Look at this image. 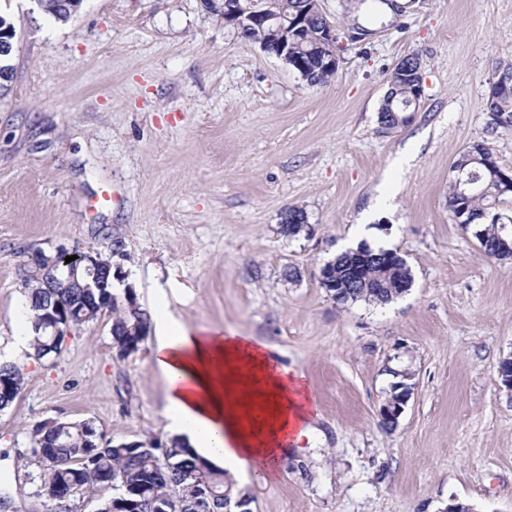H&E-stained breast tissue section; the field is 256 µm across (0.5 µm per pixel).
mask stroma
<instances>
[{
  "label": "stroma",
  "instance_id": "obj_1",
  "mask_svg": "<svg viewBox=\"0 0 512 512\" xmlns=\"http://www.w3.org/2000/svg\"><path fill=\"white\" fill-rule=\"evenodd\" d=\"M398 2L380 25L321 0L337 28L365 34L312 87L203 0H83L65 23L0 0L16 31L0 91V360L24 364L0 413L13 512L41 507L26 454L41 421L170 439L154 335L119 356L106 312L55 357L15 350L25 249L103 252L116 236L143 309L265 342L314 395L312 439L270 479L236 476L253 512H512V396L497 375L512 356V260L485 257L448 212L465 147L512 171V133L485 108L497 62L512 60V0ZM412 52L421 104L384 130L387 74ZM291 206L311 236L281 233ZM363 244L407 261L406 294L340 304L322 288L323 265ZM397 383L410 394L389 429L380 409Z\"/></svg>",
  "mask_w": 512,
  "mask_h": 512
}]
</instances>
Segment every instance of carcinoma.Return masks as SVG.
Listing matches in <instances>:
<instances>
[{"label": "carcinoma", "instance_id": "1", "mask_svg": "<svg viewBox=\"0 0 512 512\" xmlns=\"http://www.w3.org/2000/svg\"><path fill=\"white\" fill-rule=\"evenodd\" d=\"M62 0H47L44 12L55 20L66 22L73 10L61 6ZM307 5V26L301 29L293 56L300 66L292 67L310 86L327 83L337 72L330 67L334 55L341 51L338 39H329L325 30L332 27L329 18L320 13L312 0H257L260 17L249 22L246 39L262 42L270 28L293 19L297 8ZM420 55L403 57L387 76L390 84L378 111L379 124L385 130L408 125L419 106L423 89L413 68ZM512 62H500L495 67L493 85L486 99V110L501 118L496 126L512 132ZM473 172L480 182V191L463 195L456 179L450 180L448 209L453 221L460 225L481 226L483 237L480 250L489 258L506 259L512 255V237L504 234L501 225H512V209L504 208L509 194L501 191V167L491 149L483 143L465 148L453 163ZM124 259V243L112 238L109 255H100L104 265L114 267V258ZM353 259L339 254L327 262L321 287L330 291L343 281ZM383 288H348L344 302L364 301L387 304L397 298L404 280L412 277L407 265L383 269ZM23 283L32 311L33 338L30 348L38 359L61 352L65 336H52L36 326L40 318L52 316L55 306L67 307L75 329L96 320L105 312L112 313V343L118 355L128 356L139 350L148 333L149 315L134 299H121L109 287L47 288L43 281L30 276L24 269ZM24 381L23 365L0 363V412L6 411L18 399ZM31 455L38 458L40 472L37 496L45 512H70L72 498L111 488L115 494L102 501L98 512H160L167 506H183V512H225V504L246 498L227 471L215 468L173 438L167 443L149 440L112 444L88 419L79 421H43L33 427ZM206 468L207 496L201 494L200 468Z\"/></svg>", "mask_w": 512, "mask_h": 512}]
</instances>
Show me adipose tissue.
Returning a JSON list of instances; mask_svg holds the SVG:
<instances>
[{
    "mask_svg": "<svg viewBox=\"0 0 512 512\" xmlns=\"http://www.w3.org/2000/svg\"><path fill=\"white\" fill-rule=\"evenodd\" d=\"M153 365L166 385V428L196 455L244 473L314 432L300 372L276 366L258 339L154 319Z\"/></svg>",
    "mask_w": 512,
    "mask_h": 512,
    "instance_id": "adipose-tissue-1",
    "label": "adipose tissue"
}]
</instances>
